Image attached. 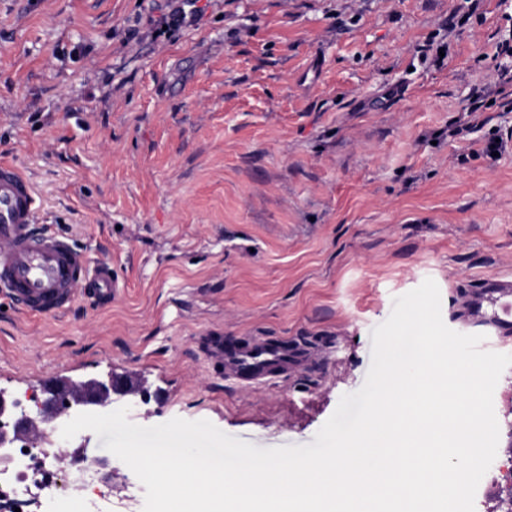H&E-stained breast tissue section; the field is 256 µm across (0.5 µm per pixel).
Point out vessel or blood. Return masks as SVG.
Wrapping results in <instances>:
<instances>
[{"instance_id": "obj_1", "label": "vessel or blood", "mask_w": 512, "mask_h": 512, "mask_svg": "<svg viewBox=\"0 0 512 512\" xmlns=\"http://www.w3.org/2000/svg\"><path fill=\"white\" fill-rule=\"evenodd\" d=\"M35 192L19 168L0 162V293L34 315L71 307L79 293L96 304L111 302L122 284L111 267L33 222ZM464 321L496 349L512 342V278L489 276L467 293ZM212 354L237 381L270 382L299 368L300 347L264 338L244 344L217 340Z\"/></svg>"}]
</instances>
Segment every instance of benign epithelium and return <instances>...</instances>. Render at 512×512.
Instances as JSON below:
<instances>
[{
  "label": "benign epithelium",
  "mask_w": 512,
  "mask_h": 512,
  "mask_svg": "<svg viewBox=\"0 0 512 512\" xmlns=\"http://www.w3.org/2000/svg\"><path fill=\"white\" fill-rule=\"evenodd\" d=\"M41 392L45 398L35 399V410L17 413L0 390V448L22 442L36 449L44 438V424L52 425L56 432L80 413L115 403L132 407L147 402L149 397L142 382L114 371L79 381H48Z\"/></svg>",
  "instance_id": "benign-epithelium-1"
}]
</instances>
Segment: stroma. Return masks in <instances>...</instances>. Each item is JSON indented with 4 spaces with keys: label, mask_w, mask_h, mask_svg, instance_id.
Instances as JSON below:
<instances>
[{
    "label": "stroma",
    "mask_w": 512,
    "mask_h": 512,
    "mask_svg": "<svg viewBox=\"0 0 512 512\" xmlns=\"http://www.w3.org/2000/svg\"><path fill=\"white\" fill-rule=\"evenodd\" d=\"M200 3L160 35L171 0H0V161L31 180L36 224L123 283L110 305L57 316L0 298V390L112 370L151 389L133 423L306 445L363 386L395 297L433 279L456 331L459 282L512 277V143L465 151L512 136V84L466 140L445 136L474 87L512 71L497 52L512 0H481L465 22L462 0ZM207 336L308 356L244 384ZM493 404L512 457V367ZM72 443L112 472L102 512H143L104 439Z\"/></svg>",
    "instance_id": "obj_1"
}]
</instances>
